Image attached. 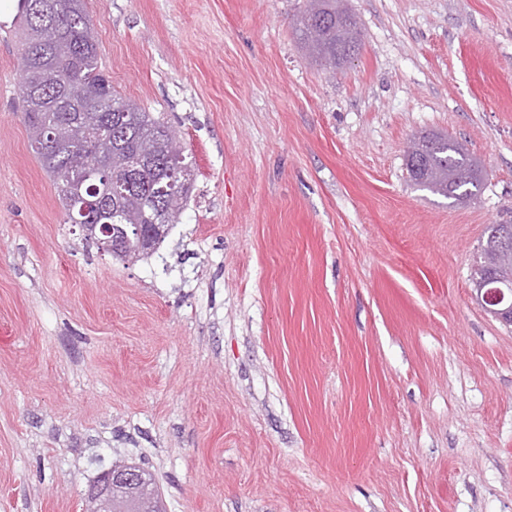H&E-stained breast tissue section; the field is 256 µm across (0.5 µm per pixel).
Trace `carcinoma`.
<instances>
[{
  "label": "carcinoma",
  "instance_id": "cac0c4a2",
  "mask_svg": "<svg viewBox=\"0 0 512 512\" xmlns=\"http://www.w3.org/2000/svg\"><path fill=\"white\" fill-rule=\"evenodd\" d=\"M46 5L62 26L61 38L71 44V53L65 63V75L76 97L69 100L59 98L57 83L52 76L42 87L28 93L20 92V97L31 148L55 185L67 222L93 223L90 216L80 213L79 207L69 203L66 183L72 168L77 166L81 158H95L110 149H119L122 157L132 155L143 162L134 182L128 185L120 182L115 184L112 196L118 203V209L112 215L113 222L130 226L158 222L159 205L177 213L182 212L188 193H159L173 179L169 174L171 166L168 154L161 149L163 142L175 138L171 127L163 118L121 97L113 89L106 93L100 108H93L89 95L101 89L106 78L100 67L99 45L91 20L81 7L72 13L68 12L65 0H46ZM347 13L349 10L343 6V0H308L295 27V36L301 47L319 64L341 67L359 50V26L357 22L349 20ZM21 26L25 43L36 46L33 64L43 66L37 50L38 33L32 27L25 10L21 13ZM314 26L320 34L317 40L312 41L309 39V30ZM35 94L47 99L44 118L48 129H61L72 120L92 114L102 123L103 133L70 148L41 142L35 134L38 122L32 108ZM406 166L415 185L456 204L469 202L483 184L482 171L476 160L463 144L446 135L428 133L410 142ZM504 229L503 224H491L486 230L479 261L472 272V281L477 288L489 276L498 279L499 286L512 285V245L502 244L500 234ZM112 508L117 512H138L141 508L140 496L133 491H125L112 500Z\"/></svg>",
  "mask_w": 512,
  "mask_h": 512
}]
</instances>
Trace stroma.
I'll return each instance as SVG.
<instances>
[{"label": "stroma", "mask_w": 512, "mask_h": 512, "mask_svg": "<svg viewBox=\"0 0 512 512\" xmlns=\"http://www.w3.org/2000/svg\"><path fill=\"white\" fill-rule=\"evenodd\" d=\"M84 0L113 89L193 161L177 224L122 261L67 223L0 39V512H83L112 462L166 512H512V325L475 299L512 223V0ZM437 132L483 170L417 187ZM307 2L308 5L295 27L297 42L319 64L342 67L360 47V30L356 18L343 6V0ZM345 14L350 15L353 22ZM314 26L320 31L317 41L309 39V30ZM432 139L431 146L422 144ZM420 158L415 169L411 162ZM406 166L411 181L420 188L465 204L473 199L483 184L482 171L463 144L446 135L427 133L410 142Z\"/></svg>", "instance_id": "1"}]
</instances>
